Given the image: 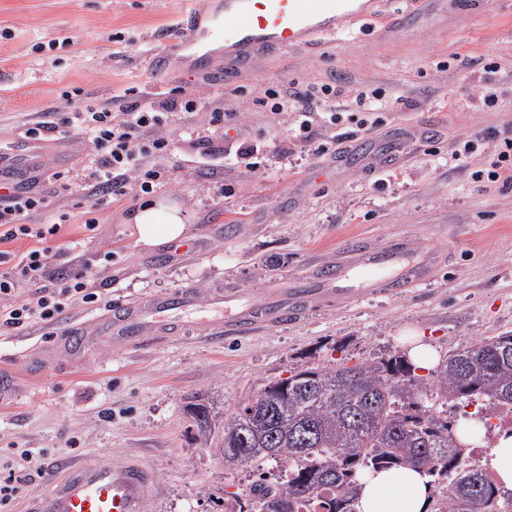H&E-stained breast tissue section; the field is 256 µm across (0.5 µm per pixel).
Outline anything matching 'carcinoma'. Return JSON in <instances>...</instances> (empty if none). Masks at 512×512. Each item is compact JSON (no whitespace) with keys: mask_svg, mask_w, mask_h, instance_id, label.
Wrapping results in <instances>:
<instances>
[{"mask_svg":"<svg viewBox=\"0 0 512 512\" xmlns=\"http://www.w3.org/2000/svg\"><path fill=\"white\" fill-rule=\"evenodd\" d=\"M450 402L512 409V332L450 352L427 382L402 355L269 382L224 418L217 453L227 466L288 462L285 487L256 512H292L295 500L327 490L334 496L323 498L325 512H358L368 474L407 466L442 487L431 512H498L503 491L470 463L478 428L448 421L440 407ZM189 414L210 445L212 407L193 403Z\"/></svg>","mask_w":512,"mask_h":512,"instance_id":"carcinoma-1","label":"carcinoma"}]
</instances>
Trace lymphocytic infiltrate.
I'll return each instance as SVG.
<instances>
[{
    "label": "lymphocytic infiltrate",
    "mask_w": 512,
    "mask_h": 512,
    "mask_svg": "<svg viewBox=\"0 0 512 512\" xmlns=\"http://www.w3.org/2000/svg\"><path fill=\"white\" fill-rule=\"evenodd\" d=\"M339 88L323 84L284 91L276 95L272 114L298 113L299 129L312 137L314 114L320 107L336 105ZM65 115L44 113L42 121L26 129L25 134L41 139L57 131L59 125L87 137L95 152L68 186L80 188L86 199H96L102 191L135 196L153 193L164 182L162 169L149 166L148 158L170 150L173 140L169 129L184 115L196 111L193 98L166 99L160 104L93 108L80 98L68 97ZM39 177L31 176L14 191L0 194V244L19 239L31 246L21 256L16 272L0 273V328H15L31 323H51L70 307L95 303L98 289L82 273L71 270L67 250L48 246V237L56 236L58 224H33L29 218L46 206L38 189Z\"/></svg>",
    "instance_id": "obj_1"
}]
</instances>
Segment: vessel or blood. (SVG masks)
I'll return each mask as SVG.
<instances>
[{
  "label": "vessel or blood",
  "mask_w": 512,
  "mask_h": 512,
  "mask_svg": "<svg viewBox=\"0 0 512 512\" xmlns=\"http://www.w3.org/2000/svg\"><path fill=\"white\" fill-rule=\"evenodd\" d=\"M376 10L372 0L363 5L355 0H224L220 22L207 26L193 22L192 37L223 41L225 62L236 65L264 49L308 46L316 33H346L372 18ZM36 146V140L26 136L0 140V177H18ZM426 269L425 256L404 244L376 250L350 247L336 265L326 268L321 289L292 288L256 306L240 291L228 288L213 292L203 305L215 314L210 323L215 333L244 336L263 323L288 321L297 305L323 297H354V289L347 286L351 275L362 278L366 287L398 293L424 282ZM199 305L189 288L121 303L90 330L70 324L68 344L79 349L103 340L123 347L147 336H172L184 330L183 315ZM57 470L60 478L53 489L29 498L26 512H144L147 501L157 493L153 472L141 463L64 462Z\"/></svg>",
  "instance_id": "1"
}]
</instances>
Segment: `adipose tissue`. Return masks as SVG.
<instances>
[{
	"label": "adipose tissue",
	"instance_id": "1",
	"mask_svg": "<svg viewBox=\"0 0 512 512\" xmlns=\"http://www.w3.org/2000/svg\"><path fill=\"white\" fill-rule=\"evenodd\" d=\"M137 243L152 247L185 238L188 226L178 207L160 204L136 210L131 218ZM427 475L413 468L381 471L365 480L360 512H430Z\"/></svg>",
	"mask_w": 512,
	"mask_h": 512
}]
</instances>
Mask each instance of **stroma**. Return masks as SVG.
<instances>
[{"instance_id": "35a3bbf8", "label": "stroma", "mask_w": 512, "mask_h": 512, "mask_svg": "<svg viewBox=\"0 0 512 512\" xmlns=\"http://www.w3.org/2000/svg\"><path fill=\"white\" fill-rule=\"evenodd\" d=\"M219 8V0H0V139L23 134L43 112L65 111L77 89L93 104L195 95L200 105L185 122L208 135L202 146L176 135L156 160L166 182L144 200L107 193L91 210L81 191L42 182L48 206L30 221L64 222L53 243L76 244L99 299L50 324L0 331V372L22 390L0 403V473L14 472L17 486L11 512L50 488L57 459L85 456L152 468L160 492L145 512H225L248 482H278L279 471L271 461L225 467L196 441L189 404L205 401L221 420L292 370L402 355L409 336L443 358L512 332V184L473 178L495 161L497 141L512 136V0H384L371 27L315 35L307 50L264 51L228 70L216 48L203 71L183 50L153 71V57L180 35V16L213 18ZM335 82L338 120L316 119L312 140L298 137L294 116L270 113L272 91ZM485 86L497 92L494 107L483 103ZM362 88L379 91L388 108L360 132ZM215 103L235 113L254 167L237 158L239 139L208 134ZM413 136L416 150L398 153L401 138ZM474 137L485 140L478 152L451 160L454 143ZM323 144L329 154H319ZM44 150L52 171L69 175L93 146L62 126ZM146 202L179 207L193 249L138 245L127 220ZM88 210L92 233L83 226ZM396 241L429 257L425 284L396 297L322 302L241 338L211 336L204 311L187 316L180 336L130 347L73 351L62 332L114 303L179 288H237L259 305L279 289L313 287L346 245ZM23 449L42 469L20 459Z\"/></svg>"}]
</instances>
